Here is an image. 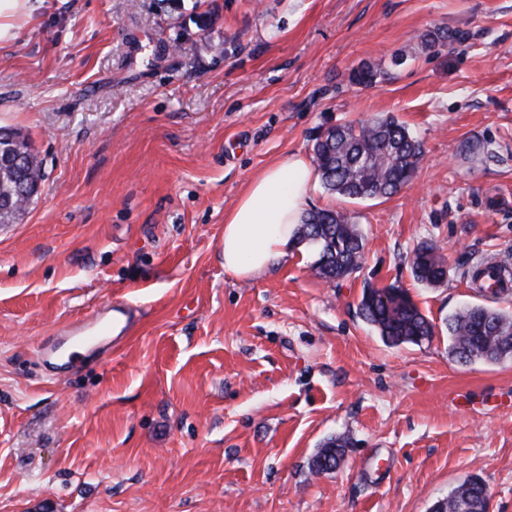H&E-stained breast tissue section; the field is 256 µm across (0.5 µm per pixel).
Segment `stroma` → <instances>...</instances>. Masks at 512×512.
Listing matches in <instances>:
<instances>
[{"label":"stroma","instance_id":"stroma-1","mask_svg":"<svg viewBox=\"0 0 512 512\" xmlns=\"http://www.w3.org/2000/svg\"><path fill=\"white\" fill-rule=\"evenodd\" d=\"M387 115L423 145L411 184L303 205L354 216L357 273L322 280L307 244L225 272L251 179ZM0 126L42 170L0 224V512H431L470 475L512 512V359L460 364L447 327L476 262L512 264V0H42L0 40ZM423 241L440 287L411 276ZM368 284L406 288L432 339L387 345ZM115 301L135 331L51 375L41 346ZM333 436L343 464L313 473Z\"/></svg>","mask_w":512,"mask_h":512}]
</instances>
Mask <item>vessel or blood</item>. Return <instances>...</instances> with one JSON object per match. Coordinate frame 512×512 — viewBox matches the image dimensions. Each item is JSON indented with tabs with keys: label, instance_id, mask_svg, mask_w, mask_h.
<instances>
[{
	"label": "vessel or blood",
	"instance_id": "1",
	"mask_svg": "<svg viewBox=\"0 0 512 512\" xmlns=\"http://www.w3.org/2000/svg\"><path fill=\"white\" fill-rule=\"evenodd\" d=\"M139 309L126 302H116L104 308L91 319L60 330L55 342L44 348L41 360L44 366L61 373L76 367L86 349L103 348L107 339H120L137 326Z\"/></svg>",
	"mask_w": 512,
	"mask_h": 512
}]
</instances>
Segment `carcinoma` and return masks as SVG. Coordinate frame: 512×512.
<instances>
[{
	"mask_svg": "<svg viewBox=\"0 0 512 512\" xmlns=\"http://www.w3.org/2000/svg\"><path fill=\"white\" fill-rule=\"evenodd\" d=\"M450 39L448 31L438 29L420 37L421 51ZM380 70L365 64L352 72L353 84L372 85ZM11 152L24 155L25 163L0 175V222H14L36 195L40 167L28 141L18 132L0 128V155ZM313 162L324 187L343 197L356 200L388 198L415 176L422 144L407 127L393 116L354 125L343 123L328 128L316 139ZM295 238L318 249L316 270L326 281L343 279L357 271L364 259V236L350 215L321 209L307 212L297 225ZM411 274L415 281L436 286L447 275L444 260L436 247L422 242L414 249ZM359 315L374 327L383 341L399 346L418 344L433 335V326L412 297L402 288L367 286L358 303ZM451 355L461 364L498 361L503 338L512 340V313L482 305H466L448 318ZM344 440L331 438L312 458L310 469L323 472L326 462L339 467L344 458ZM487 486L478 476L464 479L448 498L447 512L457 502L467 500L470 512H486Z\"/></svg>",
	"mask_w": 512,
	"mask_h": 512,
	"instance_id": "1",
	"label": "carcinoma"
}]
</instances>
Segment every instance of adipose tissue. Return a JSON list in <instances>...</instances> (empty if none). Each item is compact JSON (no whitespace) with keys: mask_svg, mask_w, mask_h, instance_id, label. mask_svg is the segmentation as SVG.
<instances>
[{"mask_svg":"<svg viewBox=\"0 0 512 512\" xmlns=\"http://www.w3.org/2000/svg\"><path fill=\"white\" fill-rule=\"evenodd\" d=\"M313 179L310 163L293 154L273 162L249 183L224 218L226 272L248 278L287 256Z\"/></svg>","mask_w":512,"mask_h":512,"instance_id":"1","label":"adipose tissue"}]
</instances>
